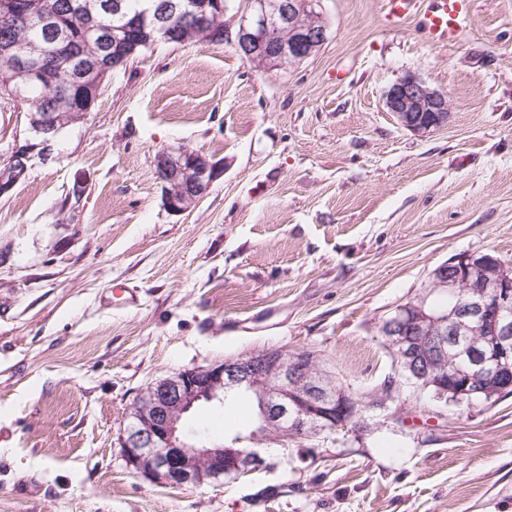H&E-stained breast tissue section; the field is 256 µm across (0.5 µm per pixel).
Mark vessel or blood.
Instances as JSON below:
<instances>
[{
	"label": "vessel or blood",
	"mask_w": 512,
	"mask_h": 512,
	"mask_svg": "<svg viewBox=\"0 0 512 512\" xmlns=\"http://www.w3.org/2000/svg\"><path fill=\"white\" fill-rule=\"evenodd\" d=\"M470 0H384L382 17L391 27L415 18L420 36L430 44L451 43L469 15Z\"/></svg>",
	"instance_id": "b4317fda"
}]
</instances>
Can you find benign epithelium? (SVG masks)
<instances>
[{
	"instance_id": "benign-epithelium-1",
	"label": "benign epithelium",
	"mask_w": 512,
	"mask_h": 512,
	"mask_svg": "<svg viewBox=\"0 0 512 512\" xmlns=\"http://www.w3.org/2000/svg\"><path fill=\"white\" fill-rule=\"evenodd\" d=\"M320 0H246L232 45L263 71L299 63L316 54L327 38L319 11ZM34 0H14L10 16L25 20L36 15ZM206 14L201 0H168L155 9L145 0L143 16L122 20L118 30L123 46L110 54L112 67L122 63L124 51L145 42L173 41L172 20ZM37 78L55 92L75 77L45 58L34 62ZM385 105L399 125L428 134L448 124L447 95L431 88L419 76L407 73L385 93ZM40 139L38 157L50 155L56 128L45 117L32 121ZM34 151L18 145L11 159L32 161ZM164 209L181 215L206 194L219 175L204 154L182 149L155 157ZM430 281L452 299L448 312L436 313L418 297L401 306L383 322L390 342L401 348L403 376L425 379L440 394L454 399H492L512 390V269L490 254L459 255L438 266ZM455 339L461 362L448 371L440 367L446 337ZM245 390L258 402L264 429L288 425L291 436L348 425L361 428L363 408H375L388 399L357 400L329 382L314 356L302 350H262L219 364L177 372L152 383L136 400L122 438L128 467L137 476L170 487L201 486L226 473L249 474L260 462L250 448L212 444L187 430L190 414L200 407H221L224 399Z\"/></svg>"
}]
</instances>
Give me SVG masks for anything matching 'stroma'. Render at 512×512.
Instances as JSON below:
<instances>
[{"label": "stroma", "instance_id": "stroma-1", "mask_svg": "<svg viewBox=\"0 0 512 512\" xmlns=\"http://www.w3.org/2000/svg\"><path fill=\"white\" fill-rule=\"evenodd\" d=\"M383 8L321 0L325 44L273 71L227 43H155L0 196V512H512V394L436 402L379 332L451 257L512 266V0H472L449 45L385 27ZM408 72L447 94V126L388 112ZM30 135L0 98V167ZM179 148L220 175L174 216L154 158ZM121 283L138 307L110 300ZM266 349L392 396L364 429L297 439L250 435L248 402L206 408L189 427L258 449L250 474L131 472L120 437L144 389Z\"/></svg>", "mask_w": 512, "mask_h": 512}]
</instances>
